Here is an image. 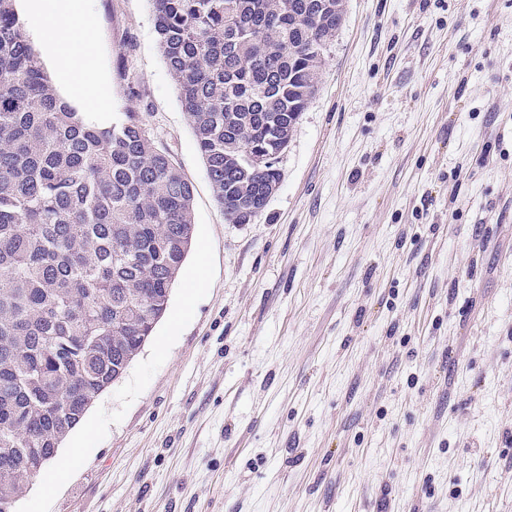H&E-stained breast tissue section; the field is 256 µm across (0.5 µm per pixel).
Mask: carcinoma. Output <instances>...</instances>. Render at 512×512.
<instances>
[{
	"mask_svg": "<svg viewBox=\"0 0 512 512\" xmlns=\"http://www.w3.org/2000/svg\"><path fill=\"white\" fill-rule=\"evenodd\" d=\"M150 2L215 198L246 224L281 180L270 125L281 153L345 2ZM192 201L136 113L98 124L58 94L14 0H0V512H15L165 314Z\"/></svg>",
	"mask_w": 512,
	"mask_h": 512,
	"instance_id": "carcinoma-1",
	"label": "carcinoma"
}]
</instances>
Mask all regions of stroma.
I'll list each match as a JSON object with an SVG mask.
<instances>
[{
    "instance_id": "1",
    "label": "stroma",
    "mask_w": 512,
    "mask_h": 512,
    "mask_svg": "<svg viewBox=\"0 0 512 512\" xmlns=\"http://www.w3.org/2000/svg\"><path fill=\"white\" fill-rule=\"evenodd\" d=\"M47 5L94 33L73 109L137 113L196 237L168 316L64 441L86 454L16 512H512V0H345L246 224L149 0Z\"/></svg>"
}]
</instances>
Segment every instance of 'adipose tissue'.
<instances>
[{
	"instance_id": "1",
	"label": "adipose tissue",
	"mask_w": 512,
	"mask_h": 512,
	"mask_svg": "<svg viewBox=\"0 0 512 512\" xmlns=\"http://www.w3.org/2000/svg\"><path fill=\"white\" fill-rule=\"evenodd\" d=\"M47 55L54 58L62 81L76 96H83L80 70L87 64L92 49L88 28L76 24L73 17L61 15L43 23L37 31Z\"/></svg>"
}]
</instances>
